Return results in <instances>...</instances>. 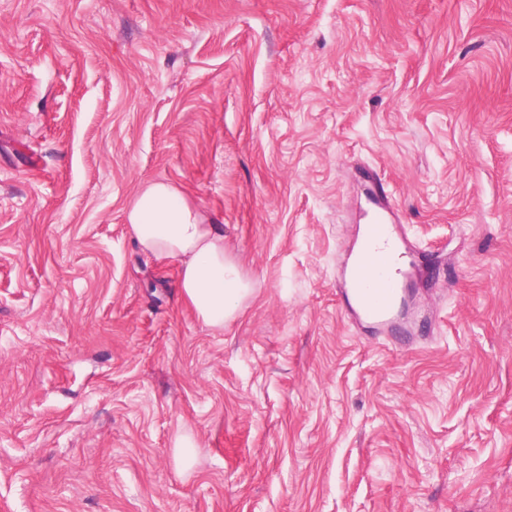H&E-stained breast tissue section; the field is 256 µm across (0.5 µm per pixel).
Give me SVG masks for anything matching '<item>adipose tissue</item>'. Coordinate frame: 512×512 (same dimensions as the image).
Returning <instances> with one entry per match:
<instances>
[{
	"mask_svg": "<svg viewBox=\"0 0 512 512\" xmlns=\"http://www.w3.org/2000/svg\"><path fill=\"white\" fill-rule=\"evenodd\" d=\"M130 231L142 251L178 265L179 293L198 319L220 331L252 296L224 246V227L207 222L173 183L143 182L128 210Z\"/></svg>",
	"mask_w": 512,
	"mask_h": 512,
	"instance_id": "1",
	"label": "adipose tissue"
}]
</instances>
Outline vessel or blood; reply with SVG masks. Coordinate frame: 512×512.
I'll list each match as a JSON object with an SVG mask.
<instances>
[{
  "label": "vessel or blood",
  "instance_id": "b4317fda",
  "mask_svg": "<svg viewBox=\"0 0 512 512\" xmlns=\"http://www.w3.org/2000/svg\"><path fill=\"white\" fill-rule=\"evenodd\" d=\"M369 208L342 276V297L359 320L387 325L401 312L402 283L406 277L398 257L407 244L388 208L379 180H372Z\"/></svg>",
  "mask_w": 512,
  "mask_h": 512
}]
</instances>
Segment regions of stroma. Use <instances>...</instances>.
Returning <instances> with one entry per match:
<instances>
[{"mask_svg": "<svg viewBox=\"0 0 512 512\" xmlns=\"http://www.w3.org/2000/svg\"><path fill=\"white\" fill-rule=\"evenodd\" d=\"M370 174L404 332L341 295ZM146 180L223 225V331ZM0 507L512 512V0H0ZM127 222L142 251L178 265L179 293L200 321L222 331L252 296L224 246V227L207 222L171 182H143L127 210Z\"/></svg>", "mask_w": 512, "mask_h": 512, "instance_id": "stroma-1", "label": "stroma"}]
</instances>
